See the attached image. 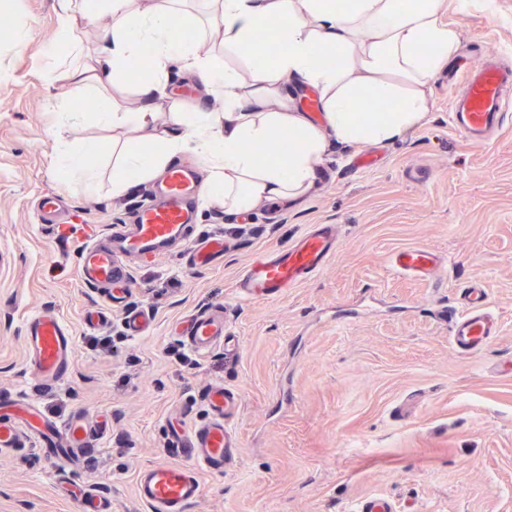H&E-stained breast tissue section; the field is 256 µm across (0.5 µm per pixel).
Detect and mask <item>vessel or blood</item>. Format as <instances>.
Masks as SVG:
<instances>
[{
  "label": "vessel or blood",
  "mask_w": 512,
  "mask_h": 512,
  "mask_svg": "<svg viewBox=\"0 0 512 512\" xmlns=\"http://www.w3.org/2000/svg\"><path fill=\"white\" fill-rule=\"evenodd\" d=\"M461 78L463 91L450 103L452 126L466 141L479 143L497 132L512 111V68L500 67L491 60L481 68L462 70ZM200 190L191 171L171 169L154 201L139 209L136 223L114 226L106 244L94 241L81 250V279L106 289L107 303L119 304L131 282L129 260L149 262L161 248L182 241L195 265H210L223 255V240L199 243L184 238L188 204ZM338 241L336 225L318 224L288 249L261 255L238 281L241 296L249 300L280 296L292 285L321 272ZM390 265L401 274L426 277L436 269L438 259L430 250L414 247L395 252ZM227 331L228 323L220 308L190 316L176 326L183 342L201 356L223 343ZM23 333L30 377L48 388L62 384L70 371L73 338L59 315L38 311L25 322ZM498 334V321L488 306L485 290L477 286L462 289L458 303L448 309V338L454 351L465 358L476 356ZM206 403L210 421L179 437L181 445L191 452L192 466L159 462L139 471L136 496L150 512H187L203 494L198 470L220 475L237 461L239 439L226 423L241 404L240 394L219 386L209 392ZM30 437L40 442L45 456L64 463L83 458L91 447L90 433L80 416L57 422L28 408L0 420V453L11 452Z\"/></svg>",
  "instance_id": "b4317fda"
}]
</instances>
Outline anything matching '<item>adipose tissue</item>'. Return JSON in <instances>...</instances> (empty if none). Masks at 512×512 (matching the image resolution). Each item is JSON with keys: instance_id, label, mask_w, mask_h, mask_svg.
Here are the masks:
<instances>
[{"instance_id": "adipose-tissue-1", "label": "adipose tissue", "mask_w": 512, "mask_h": 512, "mask_svg": "<svg viewBox=\"0 0 512 512\" xmlns=\"http://www.w3.org/2000/svg\"><path fill=\"white\" fill-rule=\"evenodd\" d=\"M221 20L225 48L246 50L251 35L266 30L278 49L257 51L248 74L226 70L201 54L197 40L182 32L186 16L172 0H101L108 21L95 62L66 72L83 95L114 78L133 59L149 55L146 72L136 73L138 108L119 111L100 97L98 125L133 132L116 146L112 191L162 175L179 153L193 151L209 173L207 203L244 214L258 202L292 204L307 193L329 142L379 144L403 139L431 111L429 85L459 49V34L442 19L444 0H212ZM181 61L198 75L206 95L221 97L219 112L160 115L169 62ZM314 88L323 119L314 123L292 94ZM389 103L384 112H359L360 98ZM287 142L285 152L259 157L254 146ZM65 180L92 187L97 173L88 159L94 147L57 144Z\"/></svg>"}]
</instances>
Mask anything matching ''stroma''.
<instances>
[{
    "label": "stroma",
    "mask_w": 512,
    "mask_h": 512,
    "mask_svg": "<svg viewBox=\"0 0 512 512\" xmlns=\"http://www.w3.org/2000/svg\"><path fill=\"white\" fill-rule=\"evenodd\" d=\"M460 49L432 84V116L405 139L330 143L314 189L292 205L244 215L196 199L189 237H220L224 256L198 267L167 247L135 265L123 305L107 307L84 284L77 257L93 237L135 223L157 181L112 194V131L95 121L58 130L55 112L75 110L66 79L46 84L54 58L57 0H0L12 22L0 37V416L21 396L45 417L81 415L103 430L100 451L54 466L27 446L0 454V512H78L70 495L99 494L112 512H149L137 498L140 469L185 463L177 428L208 420L205 398L224 386L243 396L229 420L240 461L224 474L199 471L201 500L188 512H354L383 495L402 512H512V115L484 144L449 121L450 79L496 55L512 66V0H447ZM161 111L207 101L199 77L172 67ZM94 143L93 188L59 179L56 139ZM56 193L60 224L44 228L39 199ZM313 224L341 238L325 270L274 300H244L236 284L252 261L286 248ZM422 247L440 264L418 280L389 269L393 252ZM500 319L494 343L474 358L448 342L445 303L471 282ZM223 305L235 345L186 364L179 321ZM48 309L74 342L72 371L54 390L26 370L22 323ZM142 309L152 332L132 337L124 313Z\"/></svg>",
    "instance_id": "35a3bbf8"
}]
</instances>
